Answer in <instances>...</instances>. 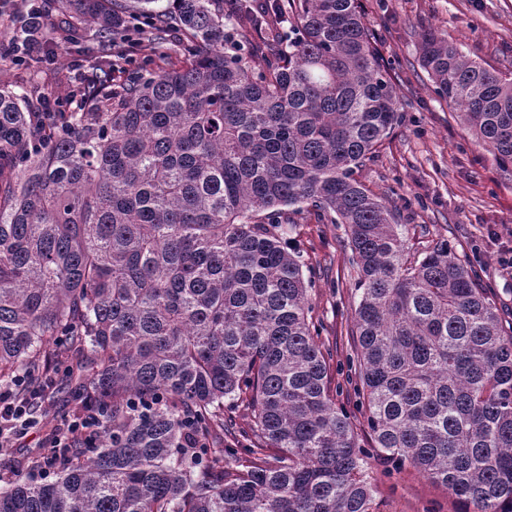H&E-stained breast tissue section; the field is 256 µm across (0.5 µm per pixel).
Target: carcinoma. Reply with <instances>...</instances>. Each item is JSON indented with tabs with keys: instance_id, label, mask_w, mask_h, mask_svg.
<instances>
[{
	"instance_id": "carcinoma-1",
	"label": "carcinoma",
	"mask_w": 512,
	"mask_h": 512,
	"mask_svg": "<svg viewBox=\"0 0 512 512\" xmlns=\"http://www.w3.org/2000/svg\"><path fill=\"white\" fill-rule=\"evenodd\" d=\"M99 60L42 115L0 83V383L40 395L75 355L106 402L100 446L52 481L13 475L0 512H373L370 460L476 512H512V330L448 241L409 258L405 225L354 178L401 102L358 0H40ZM131 51L165 66L130 77ZM434 92L512 167V76L435 30ZM342 224L371 446L336 406L290 214ZM251 413L224 444V405Z\"/></svg>"
}]
</instances>
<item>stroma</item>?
I'll use <instances>...</instances> for the list:
<instances>
[{"label":"stroma","instance_id":"obj_1","mask_svg":"<svg viewBox=\"0 0 512 512\" xmlns=\"http://www.w3.org/2000/svg\"><path fill=\"white\" fill-rule=\"evenodd\" d=\"M362 4L380 52L397 78L404 105L393 133L355 177L393 204L396 223L406 227L409 253L420 254L431 242L447 240L456 257L475 268L503 326H510L512 266L504 259L512 254V174L498 167L492 154L434 93L419 65L418 43L422 30L433 28L469 58L511 72L512 0H362ZM60 24L59 17H49L48 25L56 34L52 55L41 71L0 56V81L20 86L34 81L45 96L64 98L67 89L59 85L58 75L74 82L89 72L98 58V44L91 30L80 43H67ZM290 247L300 253L314 281L312 317L333 352L336 404L353 414L359 438L367 439L349 368L351 315L359 296L344 227L301 215ZM372 484L378 512H459L461 508L426 477L413 471L390 475L380 462L373 467Z\"/></svg>","mask_w":512,"mask_h":512}]
</instances>
